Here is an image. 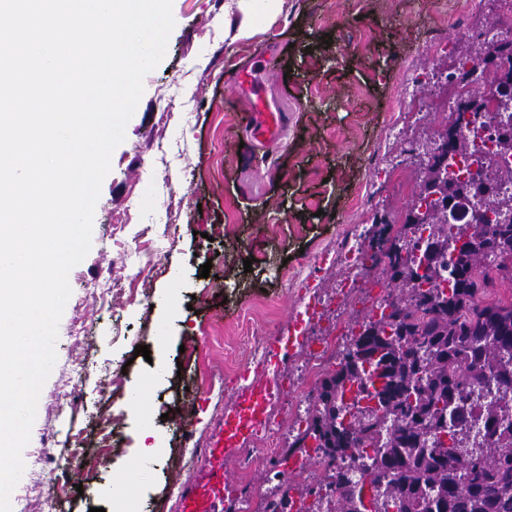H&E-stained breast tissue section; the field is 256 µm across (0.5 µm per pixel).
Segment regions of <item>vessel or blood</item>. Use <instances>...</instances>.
Here are the masks:
<instances>
[{
  "label": "vessel or blood",
  "mask_w": 512,
  "mask_h": 512,
  "mask_svg": "<svg viewBox=\"0 0 512 512\" xmlns=\"http://www.w3.org/2000/svg\"><path fill=\"white\" fill-rule=\"evenodd\" d=\"M264 72L260 66L239 69L234 85L248 99V109L242 124L257 144L265 146L280 139L288 124V111L269 101L261 80ZM281 388L273 382L248 385L237 409L225 415L206 450L209 462L208 478L202 484L183 483L178 488L179 512H226L228 508L229 480L226 462L231 457L232 445L239 439L253 435L265 424L264 406L279 398Z\"/></svg>",
  "instance_id": "1"
}]
</instances>
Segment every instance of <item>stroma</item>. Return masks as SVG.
<instances>
[{
    "instance_id": "stroma-1",
    "label": "stroma",
    "mask_w": 512,
    "mask_h": 512,
    "mask_svg": "<svg viewBox=\"0 0 512 512\" xmlns=\"http://www.w3.org/2000/svg\"><path fill=\"white\" fill-rule=\"evenodd\" d=\"M456 2L282 0L263 31L241 38L228 0H173L166 55L112 154L91 249L69 273L29 442L45 463L24 469L28 501L12 512H51L50 495L65 512H105L127 481L136 512H177L178 483L205 470L192 448L236 406L244 374L278 378L269 425L289 431V403L306 398L298 373L326 343L345 350L395 289L365 266L412 201L388 167L418 185L415 154L448 122L409 103L443 95L448 55L468 45L448 24ZM265 48L268 95L287 107L288 130L255 150L232 79ZM353 233L347 258L339 246ZM292 324L301 341L282 343ZM139 345L149 357L135 356ZM145 421L160 437L147 457Z\"/></svg>"
}]
</instances>
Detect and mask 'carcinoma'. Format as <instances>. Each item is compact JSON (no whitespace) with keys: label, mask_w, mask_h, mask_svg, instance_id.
<instances>
[{"label":"carcinoma","mask_w":512,"mask_h":512,"mask_svg":"<svg viewBox=\"0 0 512 512\" xmlns=\"http://www.w3.org/2000/svg\"><path fill=\"white\" fill-rule=\"evenodd\" d=\"M503 47L482 42L474 59L478 92L502 95L512 69L493 64ZM465 113L434 140L418 192L402 228L372 256V267L398 287L379 314L358 324L338 368L317 379L312 417L294 448L311 438L334 459L351 447L373 446L371 483L402 512H512V301L488 302L496 279L512 281V223L458 228L448 249V200L487 190L449 171L448 156L469 154L461 134ZM429 234L411 254L410 228ZM448 286H442L443 270ZM493 375L498 399L485 406L483 445L462 448L457 427L468 419L472 390ZM327 478L336 498L327 512H362L360 491L341 467Z\"/></svg>","instance_id":"cac0c4a2"}]
</instances>
